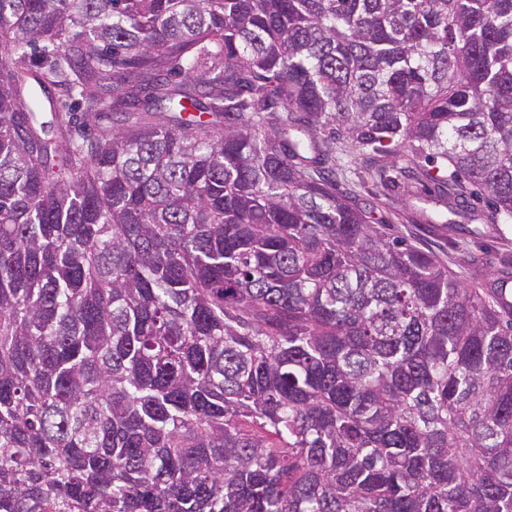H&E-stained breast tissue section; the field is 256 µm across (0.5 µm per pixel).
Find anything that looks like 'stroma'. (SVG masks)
I'll use <instances>...</instances> for the list:
<instances>
[{
	"instance_id": "1",
	"label": "stroma",
	"mask_w": 512,
	"mask_h": 512,
	"mask_svg": "<svg viewBox=\"0 0 512 512\" xmlns=\"http://www.w3.org/2000/svg\"><path fill=\"white\" fill-rule=\"evenodd\" d=\"M350 192L359 206L387 221L392 232L437 254L468 283L483 282L493 268L512 272V224L485 223V203L474 205L477 220L450 227L428 222L436 204L408 194L406 181H399L386 198L361 186L351 187Z\"/></svg>"
}]
</instances>
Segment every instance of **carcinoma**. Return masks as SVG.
Segmentation results:
<instances>
[{
  "label": "carcinoma",
  "mask_w": 512,
  "mask_h": 512,
  "mask_svg": "<svg viewBox=\"0 0 512 512\" xmlns=\"http://www.w3.org/2000/svg\"><path fill=\"white\" fill-rule=\"evenodd\" d=\"M342 147L512 224V0H0V512H512L502 278ZM336 180L340 191L351 192L355 203L367 211L373 210L375 218L387 221L391 226L389 232L403 235L424 250L434 252L448 262L452 271H462L468 283L483 282L492 269L512 272V224H485V203L471 201L481 218L450 227L426 220V214L444 207L407 194V185L409 190L414 189L409 180L398 181L389 191V198L375 196L371 187L344 185L338 175ZM488 260L490 264H486Z\"/></svg>",
  "instance_id": "1"
}]
</instances>
